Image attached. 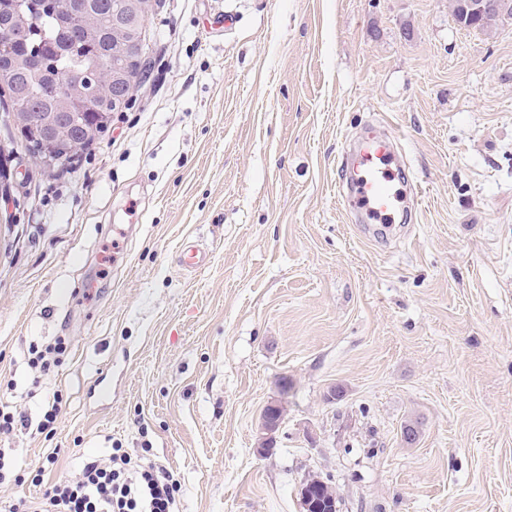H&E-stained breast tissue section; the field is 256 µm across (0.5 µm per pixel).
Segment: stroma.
<instances>
[{
    "label": "stroma",
    "instance_id": "35a3bbf8",
    "mask_svg": "<svg viewBox=\"0 0 512 512\" xmlns=\"http://www.w3.org/2000/svg\"><path fill=\"white\" fill-rule=\"evenodd\" d=\"M146 55L104 139L54 171L0 108V400L37 419L63 395L52 436H0L16 473L44 472L0 485V512L115 444L177 476L179 512H302L315 475L339 512H512V17L158 0ZM371 125L418 191L388 228L336 197ZM59 336L35 377L30 347ZM468 0H453V13L457 20L465 26L479 27L482 29L489 28L498 18V14L485 13V14H470L464 11L463 4ZM68 349V342L65 337H58L53 344L47 345L44 349L39 350L38 346H34L30 350L28 365L31 369L40 373V376L48 375L54 371L61 363L60 356L64 355ZM286 408L281 402H271L263 410L261 418L262 437L259 439V454H268L276 444L275 434L285 419Z\"/></svg>",
    "mask_w": 512,
    "mask_h": 512
}]
</instances>
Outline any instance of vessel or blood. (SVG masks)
<instances>
[{
    "label": "vessel or blood",
    "mask_w": 512,
    "mask_h": 512,
    "mask_svg": "<svg viewBox=\"0 0 512 512\" xmlns=\"http://www.w3.org/2000/svg\"><path fill=\"white\" fill-rule=\"evenodd\" d=\"M393 159V145L386 137L368 136L354 148L346 165L347 191L342 195L346 211L368 223L392 220L402 201L391 169Z\"/></svg>",
    "instance_id": "1"
}]
</instances>
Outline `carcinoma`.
Listing matches in <instances>:
<instances>
[{"mask_svg": "<svg viewBox=\"0 0 512 512\" xmlns=\"http://www.w3.org/2000/svg\"><path fill=\"white\" fill-rule=\"evenodd\" d=\"M466 0H453L457 20L482 29L498 18L495 13L471 14ZM43 16L32 19L29 11L15 12L12 4H0V33L7 35V47L0 52V71L11 74L0 86L8 111L42 112L49 123L44 133L65 132L75 140L83 137L81 127L69 126L70 114L80 111L75 97L86 82L108 96L127 81L119 77L121 62L127 59L113 39L115 16L112 5L97 0H68L65 6L43 4ZM106 116L95 120L97 131L86 140L92 145L112 122V105L101 108Z\"/></svg>", "mask_w": 512, "mask_h": 512, "instance_id": "carcinoma-1", "label": "carcinoma"}]
</instances>
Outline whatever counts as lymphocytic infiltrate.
Here are the masks:
<instances>
[{
  "mask_svg": "<svg viewBox=\"0 0 512 512\" xmlns=\"http://www.w3.org/2000/svg\"><path fill=\"white\" fill-rule=\"evenodd\" d=\"M61 393L47 399L39 421L11 406L0 407V435L23 428L53 433ZM179 482L166 467L145 457H131L117 451L107 458H83L69 480L46 491L44 512H177Z\"/></svg>",
  "mask_w": 512,
  "mask_h": 512,
  "instance_id": "f902f5d3",
  "label": "lymphocytic infiltrate"
}]
</instances>
